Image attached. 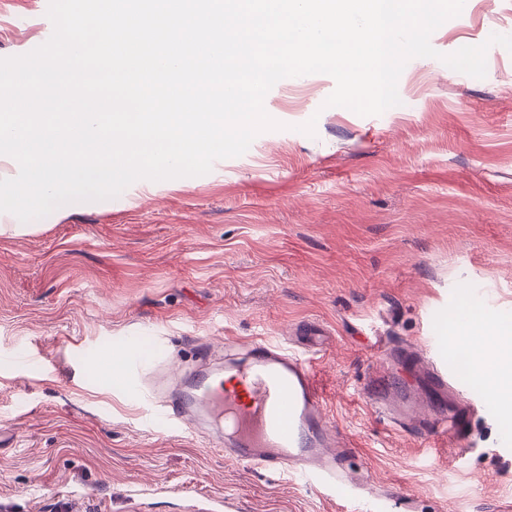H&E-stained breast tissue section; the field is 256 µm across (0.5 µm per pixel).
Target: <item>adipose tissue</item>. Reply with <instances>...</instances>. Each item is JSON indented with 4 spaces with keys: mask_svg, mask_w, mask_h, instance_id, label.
<instances>
[{
    "mask_svg": "<svg viewBox=\"0 0 512 512\" xmlns=\"http://www.w3.org/2000/svg\"><path fill=\"white\" fill-rule=\"evenodd\" d=\"M459 351L474 357L481 369L489 393L503 403H512V362L503 355L512 349V324L487 326L476 313L466 323L456 325Z\"/></svg>",
    "mask_w": 512,
    "mask_h": 512,
    "instance_id": "obj_1",
    "label": "adipose tissue"
}]
</instances>
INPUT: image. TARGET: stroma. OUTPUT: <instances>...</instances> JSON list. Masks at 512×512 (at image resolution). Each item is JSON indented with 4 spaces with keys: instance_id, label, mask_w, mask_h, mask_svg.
I'll list each match as a JSON object with an SVG mask.
<instances>
[{
    "instance_id": "35a3bbf8",
    "label": "stroma",
    "mask_w": 512,
    "mask_h": 512,
    "mask_svg": "<svg viewBox=\"0 0 512 512\" xmlns=\"http://www.w3.org/2000/svg\"><path fill=\"white\" fill-rule=\"evenodd\" d=\"M43 25L35 0H0V58L40 46ZM495 33L512 35V0H470L383 114L326 106L327 74L292 77L263 102L280 129L208 174L139 180L1 234L0 512H356L149 425L100 356L138 337L151 386L204 341L218 362L228 337L301 350L304 321L324 330L305 352L354 482L396 512H512V407L479 378L438 392L427 374L455 356L437 339L463 311L512 317V52L489 46L481 79L440 60ZM380 377L415 398L392 427L370 405ZM461 405L465 431L429 438Z\"/></svg>"
}]
</instances>
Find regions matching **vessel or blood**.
<instances>
[{
    "mask_svg": "<svg viewBox=\"0 0 512 512\" xmlns=\"http://www.w3.org/2000/svg\"><path fill=\"white\" fill-rule=\"evenodd\" d=\"M145 360L127 354L114 386L133 384ZM472 373L476 362L456 356L440 362L434 383L448 387L449 366ZM156 418L168 427L204 434L225 456L250 465L300 475L307 485L345 498H356L354 482L336 465L343 438L329 430L323 400L309 363L298 353L265 340L253 341L245 363L210 364L200 354L194 372L182 375L179 387L161 402Z\"/></svg>",
    "mask_w": 512,
    "mask_h": 512,
    "instance_id": "vessel-or-blood-1",
    "label": "vessel or blood"
}]
</instances>
